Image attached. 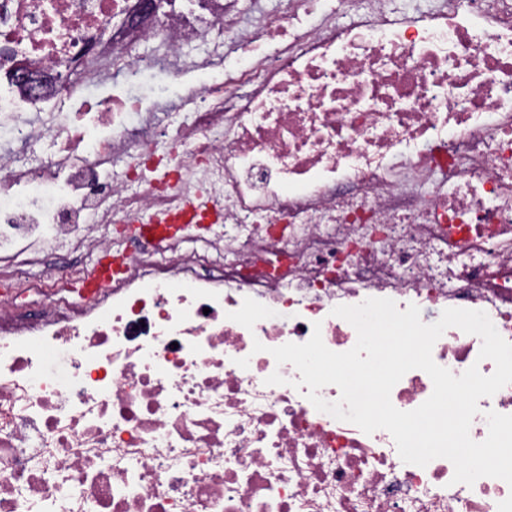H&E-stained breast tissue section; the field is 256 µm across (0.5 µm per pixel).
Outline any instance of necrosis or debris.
Listing matches in <instances>:
<instances>
[{
    "label": "necrosis or debris",
    "mask_w": 512,
    "mask_h": 512,
    "mask_svg": "<svg viewBox=\"0 0 512 512\" xmlns=\"http://www.w3.org/2000/svg\"><path fill=\"white\" fill-rule=\"evenodd\" d=\"M239 2L0 0V512H512L270 353L350 350L332 310L368 298L512 343V0ZM22 70L78 78L51 102ZM107 250L87 286L72 256ZM481 344L432 357L489 375Z\"/></svg>",
    "instance_id": "obj_1"
}]
</instances>
